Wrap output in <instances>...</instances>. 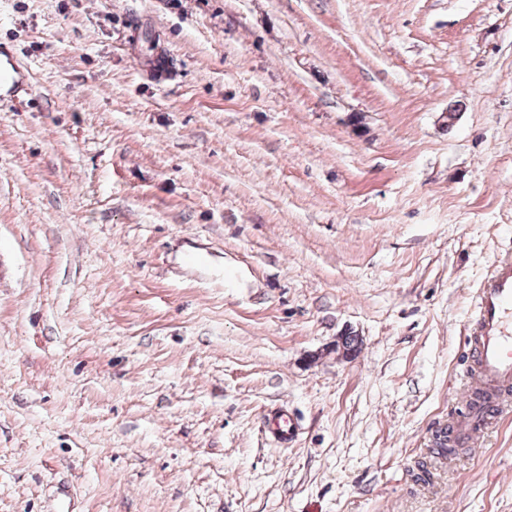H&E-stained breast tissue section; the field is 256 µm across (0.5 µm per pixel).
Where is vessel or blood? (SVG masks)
<instances>
[{
	"label": "vessel or blood",
	"mask_w": 512,
	"mask_h": 512,
	"mask_svg": "<svg viewBox=\"0 0 512 512\" xmlns=\"http://www.w3.org/2000/svg\"><path fill=\"white\" fill-rule=\"evenodd\" d=\"M476 322L466 344L473 354L472 389L500 391L498 413L512 411V255L498 258L484 288L477 296ZM268 431L288 442L294 427L287 411L271 412Z\"/></svg>",
	"instance_id": "obj_1"
}]
</instances>
